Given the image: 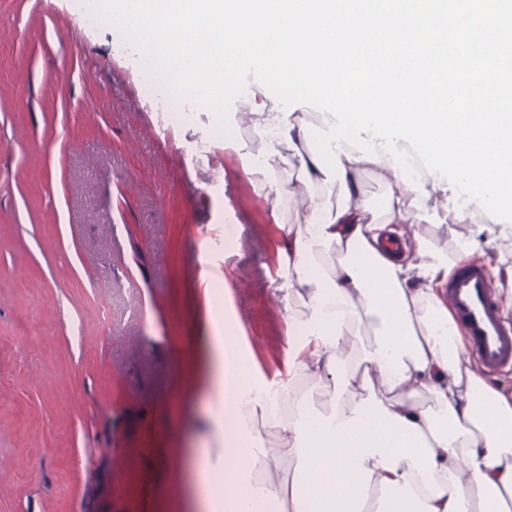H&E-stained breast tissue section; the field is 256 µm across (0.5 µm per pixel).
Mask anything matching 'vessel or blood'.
Segmentation results:
<instances>
[{
  "label": "vessel or blood",
  "instance_id": "vessel-or-blood-1",
  "mask_svg": "<svg viewBox=\"0 0 512 512\" xmlns=\"http://www.w3.org/2000/svg\"><path fill=\"white\" fill-rule=\"evenodd\" d=\"M443 296L469 339L468 351L487 374L512 368V321L499 304V290L485 266L461 263L443 287Z\"/></svg>",
  "mask_w": 512,
  "mask_h": 512
}]
</instances>
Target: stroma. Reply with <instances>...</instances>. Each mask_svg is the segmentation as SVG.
Masks as SVG:
<instances>
[{"label": "stroma", "instance_id": "stroma-1", "mask_svg": "<svg viewBox=\"0 0 512 512\" xmlns=\"http://www.w3.org/2000/svg\"><path fill=\"white\" fill-rule=\"evenodd\" d=\"M260 142L242 123L225 147L207 107L165 122L133 50L70 0H0V512H189L202 273L285 376L276 249L308 198L266 207L246 167ZM471 228L488 267H512L500 225Z\"/></svg>", "mask_w": 512, "mask_h": 512}]
</instances>
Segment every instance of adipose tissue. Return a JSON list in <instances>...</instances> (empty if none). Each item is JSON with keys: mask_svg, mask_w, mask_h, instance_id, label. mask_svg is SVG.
Instances as JSON below:
<instances>
[{"mask_svg": "<svg viewBox=\"0 0 512 512\" xmlns=\"http://www.w3.org/2000/svg\"><path fill=\"white\" fill-rule=\"evenodd\" d=\"M251 90L244 119L262 135L259 187L279 202L297 184L309 195L279 248V274L303 302L286 315L288 361L310 387L267 380L234 341L232 319L211 310L210 444L187 461L199 512H512V396L465 357L433 289L477 253L465 227L478 205L456 214L446 179L422 175L423 192L413 191L392 155L372 162L348 145L337 152L344 173L329 183L302 120L276 111L262 86ZM291 158L292 181L279 175ZM367 170L389 188L378 211L359 187ZM430 224L447 225L455 253L432 246ZM367 320L373 338L351 343ZM338 375L349 397L330 390ZM424 393L431 406L419 404ZM269 430L279 435L272 447Z\"/></svg>", "mask_w": 512, "mask_h": 512, "instance_id": "ef3b65f1", "label": "adipose tissue"}]
</instances>
